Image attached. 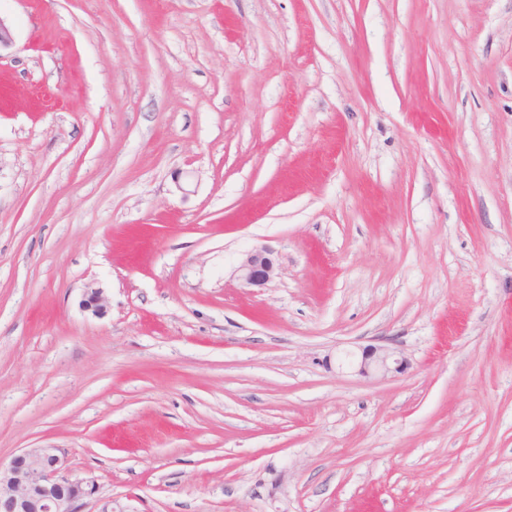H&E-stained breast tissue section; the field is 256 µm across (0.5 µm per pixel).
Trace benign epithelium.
I'll return each instance as SVG.
<instances>
[{
  "label": "benign epithelium",
  "mask_w": 512,
  "mask_h": 512,
  "mask_svg": "<svg viewBox=\"0 0 512 512\" xmlns=\"http://www.w3.org/2000/svg\"><path fill=\"white\" fill-rule=\"evenodd\" d=\"M240 280L248 287H263L279 274L274 253L267 247L243 255L237 267ZM83 308L95 316L106 313L103 292H85ZM404 359L385 345L363 350L359 373L386 376L403 368ZM97 493L92 481L75 479L70 474L64 449L27 448L9 462L0 461V512H84L87 500Z\"/></svg>",
  "instance_id": "obj_1"
}]
</instances>
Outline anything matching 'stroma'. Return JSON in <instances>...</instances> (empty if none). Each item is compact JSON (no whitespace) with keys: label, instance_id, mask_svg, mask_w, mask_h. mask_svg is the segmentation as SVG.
Wrapping results in <instances>:
<instances>
[{"label":"stroma","instance_id":"35a3bbf8","mask_svg":"<svg viewBox=\"0 0 512 512\" xmlns=\"http://www.w3.org/2000/svg\"><path fill=\"white\" fill-rule=\"evenodd\" d=\"M0 19V460L65 449L86 512H512V0ZM237 273L244 285L264 287L278 276L279 265L271 249L260 247L243 255ZM396 351L385 345L372 346L364 349L358 372L369 375L371 372L380 373L383 377L403 368L404 359L396 357Z\"/></svg>","mask_w":512,"mask_h":512}]
</instances>
